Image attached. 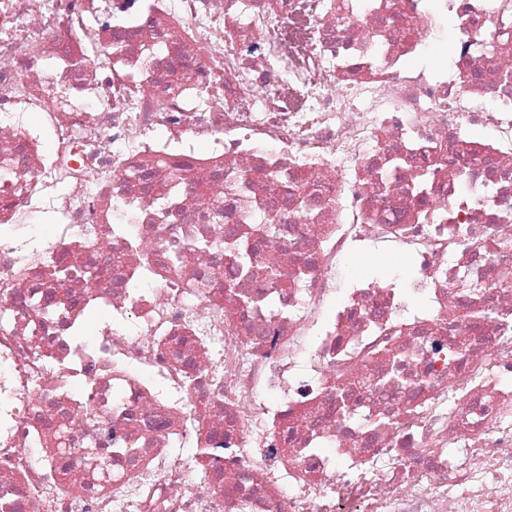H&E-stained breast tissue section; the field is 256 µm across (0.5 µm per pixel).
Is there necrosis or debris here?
Returning a JSON list of instances; mask_svg holds the SVG:
<instances>
[{"label":"necrosis or debris","instance_id":"4bbe7bcc","mask_svg":"<svg viewBox=\"0 0 512 512\" xmlns=\"http://www.w3.org/2000/svg\"><path fill=\"white\" fill-rule=\"evenodd\" d=\"M506 271L512 0H0L9 512H512ZM453 41V29L445 24L443 32L439 38V41L432 47L430 53L423 59L409 60L406 62V67L414 69L422 65H429L434 60L449 61L451 54V46ZM444 51V55L440 57V52Z\"/></svg>","mask_w":512,"mask_h":512}]
</instances>
